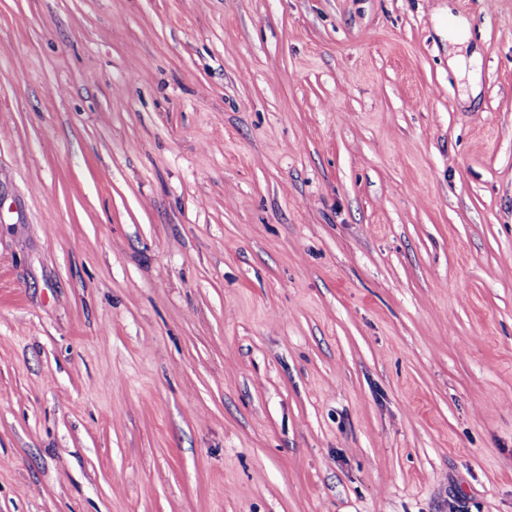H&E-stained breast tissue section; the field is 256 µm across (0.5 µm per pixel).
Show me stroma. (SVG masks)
I'll return each instance as SVG.
<instances>
[{
	"label": "stroma",
	"instance_id": "1",
	"mask_svg": "<svg viewBox=\"0 0 512 512\" xmlns=\"http://www.w3.org/2000/svg\"><path fill=\"white\" fill-rule=\"evenodd\" d=\"M0 512H512V0H0Z\"/></svg>",
	"mask_w": 512,
	"mask_h": 512
}]
</instances>
